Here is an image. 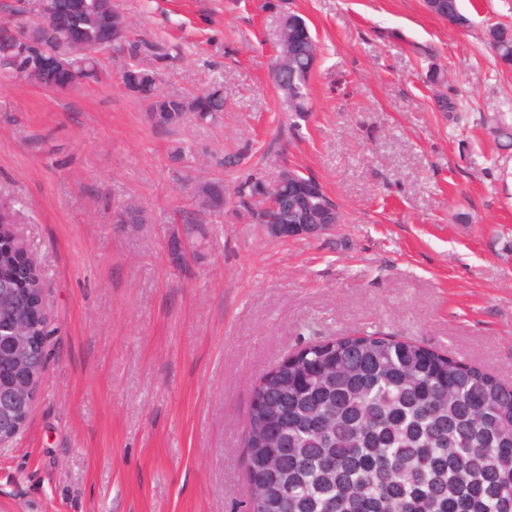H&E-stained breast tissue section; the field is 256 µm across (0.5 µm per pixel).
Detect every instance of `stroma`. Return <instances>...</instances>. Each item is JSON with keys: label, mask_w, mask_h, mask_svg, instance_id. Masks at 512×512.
Listing matches in <instances>:
<instances>
[{"label": "stroma", "mask_w": 512, "mask_h": 512, "mask_svg": "<svg viewBox=\"0 0 512 512\" xmlns=\"http://www.w3.org/2000/svg\"><path fill=\"white\" fill-rule=\"evenodd\" d=\"M163 92L219 84L222 121L152 127L120 79L0 82V201L44 271V377L0 447V512H231L259 378L300 347L393 333L512 384V67L486 41L512 0H115ZM288 14L320 52L296 116L270 64ZM448 97L454 111L438 106ZM195 162L170 160L174 142ZM243 161L227 166V158ZM314 175L342 222L273 241L247 216L190 257L171 221L198 181ZM133 200L145 224H116ZM428 10L437 17L444 19L456 27H466L468 18L463 15L458 7L457 0H426Z\"/></svg>", "instance_id": "obj_1"}]
</instances>
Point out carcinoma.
Returning a JSON list of instances; mask_svg holds the SVG:
<instances>
[{"label":"carcinoma","instance_id":"1","mask_svg":"<svg viewBox=\"0 0 512 512\" xmlns=\"http://www.w3.org/2000/svg\"><path fill=\"white\" fill-rule=\"evenodd\" d=\"M426 6L453 26L468 25L457 0ZM71 28L87 49L73 65L96 83L110 82L100 0H86L66 26L46 29L49 48L67 52ZM130 36L127 27L122 82L146 104L152 126L219 119V89L195 97L162 92L157 71L137 61L156 54L155 45ZM486 37L500 63L512 66V28L494 25ZM17 46L0 33V63L14 59ZM318 54L305 20L286 16L272 77L299 115L307 112ZM264 185L255 174L235 182L231 211L261 221ZM225 194L223 179L202 181L173 220L210 224L224 216ZM328 202L324 193L296 199L293 214L315 216ZM3 280L35 299L44 284L41 267L18 264L9 240L0 246ZM247 419L245 512H512V386L414 341L374 332L305 345L260 378Z\"/></svg>","mask_w":512,"mask_h":512}]
</instances>
